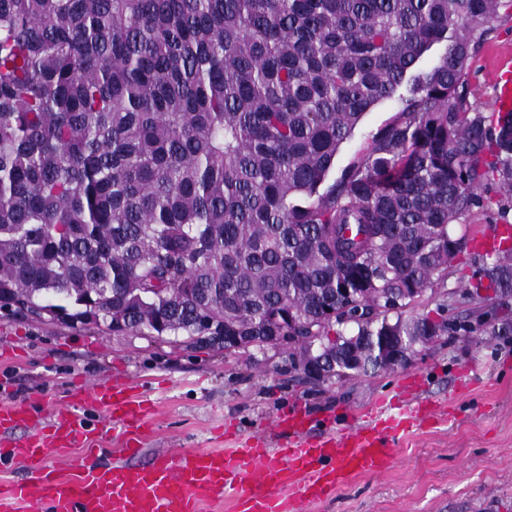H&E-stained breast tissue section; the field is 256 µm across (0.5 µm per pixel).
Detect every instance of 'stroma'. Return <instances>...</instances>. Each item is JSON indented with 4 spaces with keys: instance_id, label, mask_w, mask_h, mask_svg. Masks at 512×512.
Instances as JSON below:
<instances>
[{
    "instance_id": "1",
    "label": "stroma",
    "mask_w": 512,
    "mask_h": 512,
    "mask_svg": "<svg viewBox=\"0 0 512 512\" xmlns=\"http://www.w3.org/2000/svg\"><path fill=\"white\" fill-rule=\"evenodd\" d=\"M512 66V17L499 15L470 61L471 101L493 112L496 64ZM398 99L367 111L336 156L343 168L371 134L399 109ZM471 274L469 252L415 303L413 313L456 307ZM0 343L16 358L0 360V398L53 413L78 381L136 382L154 408L138 463L162 448H227L252 437L300 405L318 424H341L346 412L394 395L416 379L426 400H451L452 418L402 440L381 475H361L316 512H512V336H443L420 348L404 367L344 382H305L288 355L224 353L206 344L187 348L167 336L112 333L106 325L31 320L0 311Z\"/></svg>"
}]
</instances>
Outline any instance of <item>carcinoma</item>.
I'll return each mask as SVG.
<instances>
[{
    "instance_id": "carcinoma-1",
    "label": "carcinoma",
    "mask_w": 512,
    "mask_h": 512,
    "mask_svg": "<svg viewBox=\"0 0 512 512\" xmlns=\"http://www.w3.org/2000/svg\"><path fill=\"white\" fill-rule=\"evenodd\" d=\"M502 11L512 0H0V310L230 353L287 318L337 381L402 367L473 316L512 336V244L473 253L464 300L490 309L406 315L462 251L451 225L491 208L512 226V110L481 111L467 79ZM382 294L400 306L378 310ZM399 107L400 103L397 94L392 99L378 103L364 114L357 129L342 144L340 151L336 155L335 166L329 180H334L339 170L349 164L363 151L371 134L380 129L398 111Z\"/></svg>"
}]
</instances>
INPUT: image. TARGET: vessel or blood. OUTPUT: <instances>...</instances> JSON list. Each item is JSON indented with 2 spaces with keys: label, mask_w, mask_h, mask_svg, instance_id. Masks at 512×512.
Here are the masks:
<instances>
[{
  "label": "vessel or blood",
  "mask_w": 512,
  "mask_h": 512,
  "mask_svg": "<svg viewBox=\"0 0 512 512\" xmlns=\"http://www.w3.org/2000/svg\"><path fill=\"white\" fill-rule=\"evenodd\" d=\"M497 111L512 110V68H496ZM101 411L89 424L85 407ZM151 405L134 382L83 384L56 416L33 418L23 405L0 402V462L21 477L0 481V512H200L203 502L232 497L236 512H310L360 475L386 472L405 434L447 416L443 401L378 398L349 423L311 436V417L296 408L266 431L224 450L167 448L137 464ZM23 437H16V430ZM119 437L125 461L61 476L51 453Z\"/></svg>",
  "instance_id": "b4317fda"
}]
</instances>
